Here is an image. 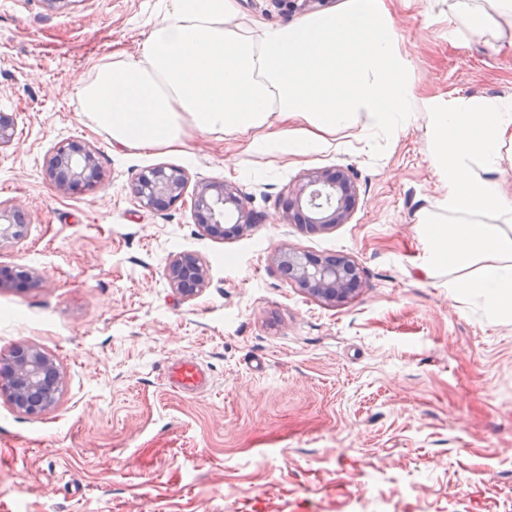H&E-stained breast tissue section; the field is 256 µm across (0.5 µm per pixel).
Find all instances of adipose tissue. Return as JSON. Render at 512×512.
<instances>
[{
  "instance_id": "1",
  "label": "adipose tissue",
  "mask_w": 512,
  "mask_h": 512,
  "mask_svg": "<svg viewBox=\"0 0 512 512\" xmlns=\"http://www.w3.org/2000/svg\"><path fill=\"white\" fill-rule=\"evenodd\" d=\"M448 30L512 52V0H448ZM89 126L124 149L182 150L191 133L242 140L256 156H307L358 129L396 143L424 127L444 193L417 215L448 293L512 318V97L422 100L386 0H342L291 25L243 20L238 0H157L137 55L81 80Z\"/></svg>"
}]
</instances>
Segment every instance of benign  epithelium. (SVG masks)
<instances>
[{"label":"benign epithelium","mask_w":512,"mask_h":512,"mask_svg":"<svg viewBox=\"0 0 512 512\" xmlns=\"http://www.w3.org/2000/svg\"><path fill=\"white\" fill-rule=\"evenodd\" d=\"M16 135L13 114L0 113V149L12 143ZM45 175L62 194L89 189L103 179L94 149L86 142L71 141L55 147L45 160ZM188 177L182 169L156 166L142 172L132 185L140 204L162 211L183 195ZM356 187L343 169L313 170L305 173L283 209L281 222H296L293 208L307 205L309 214L302 221L307 227L330 229L348 223L355 207ZM193 214L211 236L232 237L260 223L259 216L244 202L235 184L227 181H203L194 190ZM24 207L0 201V242L23 237ZM288 281L301 287L317 301L336 306L354 296L360 287L359 267L348 256L314 260L306 252L284 247L275 256ZM169 286L195 296L209 281L208 266L195 254L174 255L165 270ZM62 375L56 360L33 344L18 346L0 356V395L27 415L47 412L59 403L56 387Z\"/></svg>","instance_id":"7a95c632"}]
</instances>
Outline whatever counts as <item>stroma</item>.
I'll return each instance as SVG.
<instances>
[{"label":"stroma","mask_w":512,"mask_h":512,"mask_svg":"<svg viewBox=\"0 0 512 512\" xmlns=\"http://www.w3.org/2000/svg\"><path fill=\"white\" fill-rule=\"evenodd\" d=\"M155 3L0 0V113L16 119L0 201L29 215L0 268L37 278L0 285V355L36 344L64 375L42 415L0 397V512H512V321L450 299L447 269L428 267L415 216L444 188L422 130L371 148L348 129L335 149L288 159L205 133L181 153L114 151L76 85L112 52L136 53ZM340 3L239 0L274 26ZM392 11L422 98L512 94V54L399 0ZM71 139L96 148L104 179L63 195L44 161ZM157 165L189 182L159 212L130 191ZM336 167L358 191L349 223H280L299 175ZM200 180L236 183L264 222L208 236L192 214ZM284 245L352 256L358 293L316 301L278 270ZM179 252L209 267L196 296L165 279ZM179 358L204 366L207 390L166 385Z\"/></svg>","instance_id":"obj_1"}]
</instances>
